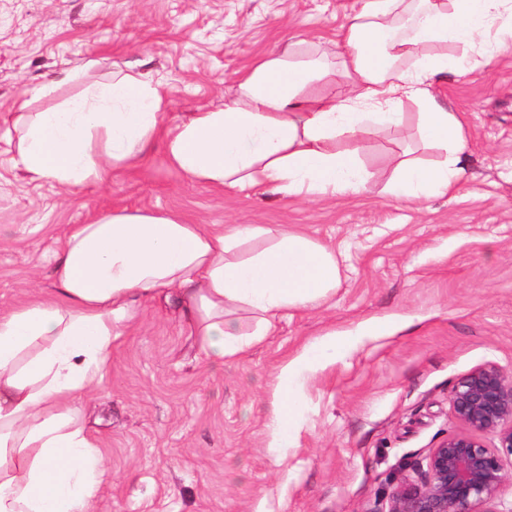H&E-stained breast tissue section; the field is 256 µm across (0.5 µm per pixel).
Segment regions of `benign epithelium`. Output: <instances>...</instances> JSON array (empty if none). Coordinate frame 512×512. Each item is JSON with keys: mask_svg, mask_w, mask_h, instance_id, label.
<instances>
[{"mask_svg": "<svg viewBox=\"0 0 512 512\" xmlns=\"http://www.w3.org/2000/svg\"><path fill=\"white\" fill-rule=\"evenodd\" d=\"M449 403L460 430L404 477L388 512H497L512 490V379L484 364L458 379ZM485 435L496 443L486 445Z\"/></svg>", "mask_w": 512, "mask_h": 512, "instance_id": "7a95c632", "label": "benign epithelium"}]
</instances>
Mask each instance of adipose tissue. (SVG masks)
Here are the masks:
<instances>
[{
	"instance_id": "obj_1",
	"label": "adipose tissue",
	"mask_w": 512,
	"mask_h": 512,
	"mask_svg": "<svg viewBox=\"0 0 512 512\" xmlns=\"http://www.w3.org/2000/svg\"><path fill=\"white\" fill-rule=\"evenodd\" d=\"M506 16L512 0H361L333 55L287 42L240 76L231 104L173 126L162 123L159 85L133 67L50 111L28 112L23 97L17 162L30 181L74 191L135 165L159 140L189 180L336 199L365 190L364 139L403 126L397 105L406 97L419 106V140L442 158L426 165L403 152L386 190L407 202L454 193L466 173V130L428 85L488 53L479 37ZM337 74L351 81L341 99L327 90ZM53 277L52 300L0 312V512H91L105 467L81 405L104 376L114 325L131 304L177 291L201 353L220 362L262 343L288 311L324 300L339 266L332 249L285 227L106 211L70 229ZM231 310L252 313V330L225 320ZM387 333L367 319L357 333H326L284 360L271 447L288 445L306 373Z\"/></svg>"
}]
</instances>
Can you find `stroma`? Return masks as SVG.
<instances>
[{
  "mask_svg": "<svg viewBox=\"0 0 512 512\" xmlns=\"http://www.w3.org/2000/svg\"><path fill=\"white\" fill-rule=\"evenodd\" d=\"M360 0H0V311L55 295L72 225L105 210L173 212L190 224H280L336 252L323 303L216 364L200 353L177 294L133 304L118 323L84 420L105 459L93 512H386L412 466L458 430L456 381L481 365L512 376V48L429 90L467 121L455 196L384 194L412 130L367 136L373 173L359 195L299 200L227 193L187 179L154 144L136 166L72 192L16 164L20 91L88 58L105 82L138 64L162 118L219 110L236 79L286 41L333 38ZM368 318L395 324L309 375L287 447L269 445L279 365L308 340Z\"/></svg>",
  "mask_w": 512,
  "mask_h": 512,
  "instance_id": "stroma-1",
  "label": "stroma"
}]
</instances>
